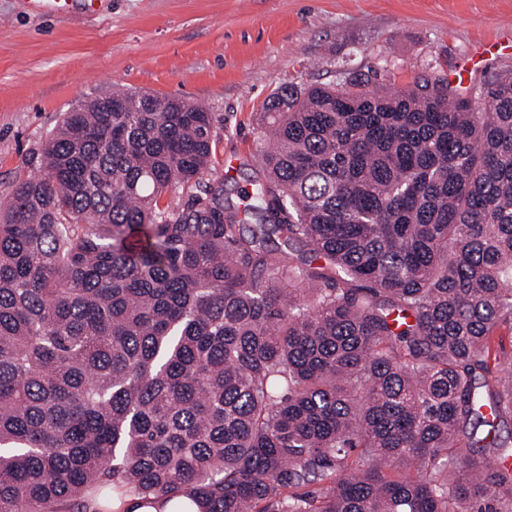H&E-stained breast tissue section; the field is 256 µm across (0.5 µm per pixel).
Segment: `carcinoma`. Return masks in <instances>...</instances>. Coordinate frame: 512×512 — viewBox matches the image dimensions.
Here are the masks:
<instances>
[{"mask_svg": "<svg viewBox=\"0 0 512 512\" xmlns=\"http://www.w3.org/2000/svg\"><path fill=\"white\" fill-rule=\"evenodd\" d=\"M65 113L0 209V512H512V75ZM107 506L109 512H198L197 505L186 496L150 502L123 490L111 491Z\"/></svg>", "mask_w": 512, "mask_h": 512, "instance_id": "carcinoma-1", "label": "carcinoma"}]
</instances>
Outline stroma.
<instances>
[{"mask_svg": "<svg viewBox=\"0 0 512 512\" xmlns=\"http://www.w3.org/2000/svg\"><path fill=\"white\" fill-rule=\"evenodd\" d=\"M512 72V0H0V203L38 172L50 131L116 88L214 112L216 168L236 197L261 176L256 115L278 87L409 89L420 76Z\"/></svg>", "mask_w": 512, "mask_h": 512, "instance_id": "obj_1", "label": "stroma"}]
</instances>
